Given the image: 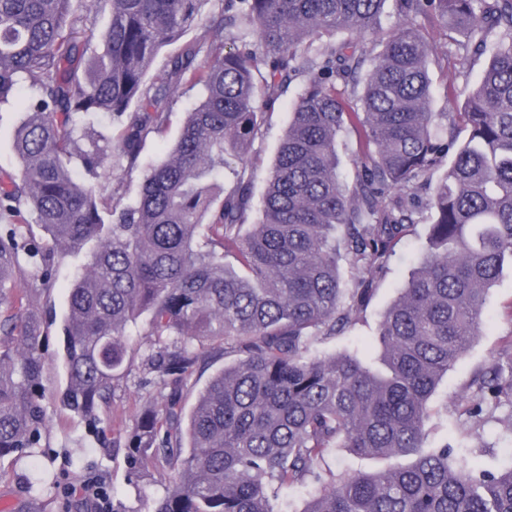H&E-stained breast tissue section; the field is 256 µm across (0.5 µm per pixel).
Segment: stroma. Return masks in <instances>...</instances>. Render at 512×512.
Masks as SVG:
<instances>
[{
    "label": "stroma",
    "instance_id": "stroma-1",
    "mask_svg": "<svg viewBox=\"0 0 512 512\" xmlns=\"http://www.w3.org/2000/svg\"><path fill=\"white\" fill-rule=\"evenodd\" d=\"M425 26L437 55L442 58L441 63L430 66L432 109L459 111L465 83L479 77L485 59L473 54L459 55L437 20H426ZM302 86L301 80H294L286 93L267 106L271 114L267 129L251 148L256 165L255 196L263 194L266 172L276 156ZM195 99V93H188L175 105L164 132L147 138L141 151V168L116 178H101L104 196L124 202L137 196L143 165L165 155L180 131L186 108ZM426 230V225H417L414 233L399 244L371 301L358 314L355 326L342 335L316 343L314 354L329 357L355 352L367 360L376 356L380 316L397 298L425 242ZM84 262L81 255L57 258L55 288L48 301L40 305L48 366L45 400L48 422L42 434L41 456L0 460V501H13L10 512H40L41 502L32 500L28 493L32 485L44 487L51 495L55 501L53 512H99L97 501L79 492L82 482L92 477L101 478L109 497L121 502L127 512H148L153 499L165 490L168 466L157 462L149 473L131 480L125 450L127 431L140 412L148 406L163 408L166 403L168 391L157 384L151 364V356L158 347L155 337L146 334L143 328L131 329L128 344L132 366L116 386L110 405L102 409L98 421L86 420L65 409L60 402L66 383L61 355L68 292ZM482 320L480 336L449 370L433 395L426 431L431 445H449L455 452L469 454L477 469L497 474L512 467V410L505 406L495 409L491 421L476 430L462 409L467 403V386L474 372L504 358V346L512 340V269H505L490 289Z\"/></svg>",
    "mask_w": 512,
    "mask_h": 512
}]
</instances>
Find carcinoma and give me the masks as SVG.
Returning a JSON list of instances; mask_svg holds the SVG:
<instances>
[{"label": "carcinoma", "mask_w": 512, "mask_h": 512, "mask_svg": "<svg viewBox=\"0 0 512 512\" xmlns=\"http://www.w3.org/2000/svg\"><path fill=\"white\" fill-rule=\"evenodd\" d=\"M73 2L0 0V111L23 102L18 172L0 183V460L40 445L39 304L56 255L86 249L63 325L65 409L94 417L109 404L142 318L166 338L154 363L163 386L186 383L211 342L238 355L211 377L187 428L174 390L129 429L133 477L160 457L172 465L151 512H278L288 490L314 483L303 512H512V467L478 473L448 445L428 446L425 430L430 397L480 335L487 290L512 266V0H394L393 31L380 26L387 0H88L109 13L100 31ZM433 15L457 52L490 47L459 112L431 109L433 47L416 18ZM194 29L202 37L184 39ZM235 29L256 48L225 50ZM179 40L149 83L159 51ZM299 76L253 221L245 152L266 123L257 98L276 100ZM198 86L138 197L104 198L91 180L138 167L144 141ZM95 113L120 124L103 147L82 144ZM346 128L357 137L349 184L336 170ZM445 128L465 137L446 143ZM426 219L418 265L379 321L383 370L355 353L312 355L353 324ZM32 224L50 246L36 244ZM342 260L358 272L349 283ZM473 383V425L512 407L500 364ZM335 448L397 462L327 483Z\"/></svg>", "instance_id": "carcinoma-1"}]
</instances>
